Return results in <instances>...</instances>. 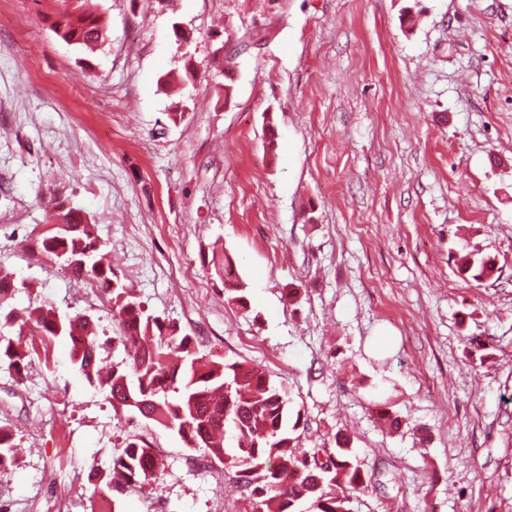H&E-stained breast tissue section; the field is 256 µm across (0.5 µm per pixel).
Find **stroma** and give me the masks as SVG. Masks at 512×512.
Instances as JSON below:
<instances>
[{"instance_id": "obj_1", "label": "stroma", "mask_w": 512, "mask_h": 512, "mask_svg": "<svg viewBox=\"0 0 512 512\" xmlns=\"http://www.w3.org/2000/svg\"><path fill=\"white\" fill-rule=\"evenodd\" d=\"M93 2L89 53L52 31L61 0H0V269L34 286L11 308L116 336L106 300L31 252L54 204L80 209L152 312L287 390L301 448L352 437L384 474L352 512H512V0ZM255 33L225 75L218 48ZM465 254L500 280L464 277ZM47 347L24 382L0 366L5 512L92 505L134 431L162 467L116 512H249L233 469H196L177 431L113 410L65 337Z\"/></svg>"}]
</instances>
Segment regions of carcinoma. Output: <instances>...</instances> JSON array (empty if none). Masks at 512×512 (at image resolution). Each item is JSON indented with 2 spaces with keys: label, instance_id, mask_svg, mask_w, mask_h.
<instances>
[{
  "label": "carcinoma",
  "instance_id": "carcinoma-1",
  "mask_svg": "<svg viewBox=\"0 0 512 512\" xmlns=\"http://www.w3.org/2000/svg\"><path fill=\"white\" fill-rule=\"evenodd\" d=\"M52 30L79 48L107 40L104 19L87 12L82 0H73L71 10L53 22ZM51 221L41 236V255L74 280L93 279L105 287L118 317L119 336L102 341L89 315L62 316L46 302L28 311L19 332L32 325L48 339L67 337L74 365L90 384L106 392L115 412L128 410L147 423L175 429L186 447L202 452L205 460L237 469L251 512H300L303 502L308 503L305 512H350L351 494L365 491L377 478L353 455L347 435H336L333 448L299 451V438L292 433L303 425V416L292 412L285 389L255 367L199 355L190 334L152 313L112 268L104 266L96 227L81 211L58 207ZM461 271L474 281H485L499 269L480 258L465 262ZM21 288L27 284L0 271V365L18 376L31 352L20 350L11 332L5 331L16 325V315L4 304ZM113 342L123 346L129 360L104 373L99 356ZM229 430L236 440L231 453L216 441V432ZM16 448L0 427V467L13 462ZM160 464L159 449L134 434L99 478L109 489L119 481L124 489L136 490L154 479Z\"/></svg>",
  "mask_w": 512,
  "mask_h": 512
}]
</instances>
